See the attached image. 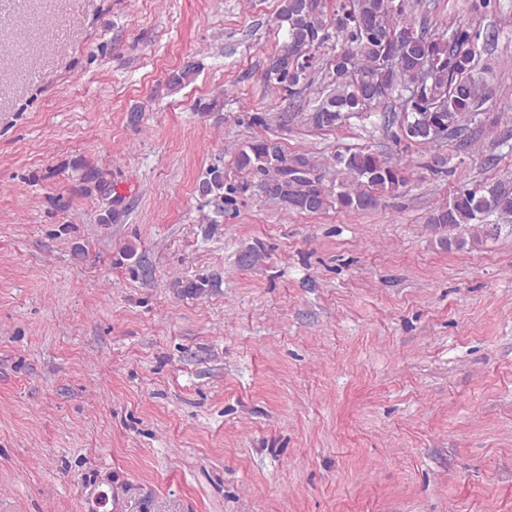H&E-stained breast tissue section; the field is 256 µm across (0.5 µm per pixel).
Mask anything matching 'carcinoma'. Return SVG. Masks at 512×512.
I'll return each instance as SVG.
<instances>
[{"label": "carcinoma", "mask_w": 512, "mask_h": 512, "mask_svg": "<svg viewBox=\"0 0 512 512\" xmlns=\"http://www.w3.org/2000/svg\"><path fill=\"white\" fill-rule=\"evenodd\" d=\"M281 0L278 18L287 38L269 59L264 71L268 85L292 96L315 77L324 84L322 98L308 120L320 129L343 126L366 103H379L392 95L402 99L404 111L382 112L378 121L393 131L395 144L430 145L434 129L448 137L467 134L466 116L478 107L480 81L473 74L474 46L478 32L459 24L447 36H433L420 30L415 38L394 44L390 37L414 26L403 19L409 0H336V24L323 18L320 0ZM333 45V56L325 60L321 51ZM306 50L310 61L305 68L295 65L288 48ZM435 62L421 96L410 98L407 91L419 68ZM196 65L188 62L169 76L178 87L189 81ZM336 164L350 176L331 195L320 179L312 176L313 164L302 155H290L272 140H257L237 155V167L251 178L264 196L292 211L317 213L329 203L349 210L374 207L379 198L397 191L405 182L401 168L386 157L369 150L336 156ZM224 170L211 167L198 184L202 196L226 201ZM496 216L497 222L487 221ZM429 223L436 228L458 229L472 239H495L512 231V186L506 183L459 190L434 208Z\"/></svg>", "instance_id": "carcinoma-1"}]
</instances>
